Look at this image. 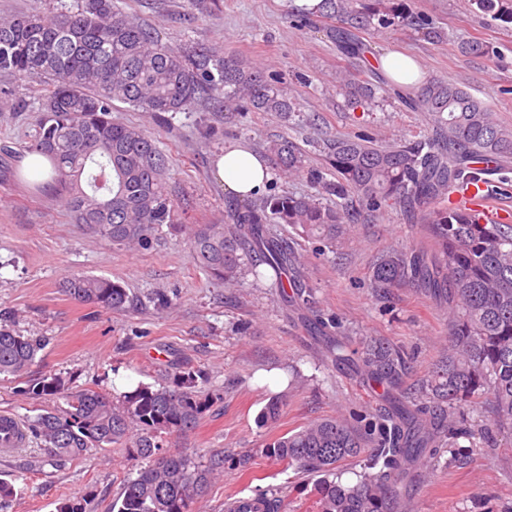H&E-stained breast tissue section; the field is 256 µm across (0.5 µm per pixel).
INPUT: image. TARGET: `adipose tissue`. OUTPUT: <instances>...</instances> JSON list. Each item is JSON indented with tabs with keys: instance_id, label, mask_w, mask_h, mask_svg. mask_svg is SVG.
Listing matches in <instances>:
<instances>
[{
	"instance_id": "ef3b65f1",
	"label": "adipose tissue",
	"mask_w": 512,
	"mask_h": 512,
	"mask_svg": "<svg viewBox=\"0 0 512 512\" xmlns=\"http://www.w3.org/2000/svg\"><path fill=\"white\" fill-rule=\"evenodd\" d=\"M214 176L229 195L250 199L263 194L271 180L264 159L242 144L225 145L213 167Z\"/></svg>"
}]
</instances>
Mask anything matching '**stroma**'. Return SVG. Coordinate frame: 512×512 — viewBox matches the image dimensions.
<instances>
[{"label":"stroma","mask_w":512,"mask_h":512,"mask_svg":"<svg viewBox=\"0 0 512 512\" xmlns=\"http://www.w3.org/2000/svg\"><path fill=\"white\" fill-rule=\"evenodd\" d=\"M407 2L442 28L443 39L432 42L410 30L365 31L373 53L360 69L362 77L370 78L382 57L401 53L426 77L463 87L512 127V20L485 14L471 0ZM117 4L163 43L216 46L261 64L291 91L296 110L284 117L199 107L163 124L154 113L116 104L114 120L141 128L166 153L167 185L179 214L178 225H161L148 249L127 250L71 223L53 184L37 193L21 174L48 82L0 73V92L18 105L0 116V160L15 169L0 179V326L46 338L31 377L68 372L79 389L117 396L131 383L162 386L179 368L206 372L203 413L194 429L164 435V452L202 463L215 455L247 454L251 460L244 468L225 464L192 512H224L226 498L259 494L279 500L281 512H316L313 476L268 459L264 448L322 418L374 414L377 389L332 361L321 336L348 337L355 351L369 337L402 347L411 386L430 378L445 360L448 319L440 307L411 286L384 299L369 285L372 265L385 251L429 244L427 226L389 208L372 223L350 225L331 250L288 225H273L278 237L296 245L297 273L312 291L308 304L287 300L272 273L244 272L233 288L211 280L196 264L185 228L229 223L239 203L213 176L214 158L225 144L243 143L263 155L271 140L290 138L308 151L309 170L293 177L273 172L268 194L309 195L328 204L332 198L320 182L334 179L335 171L318 142L363 132L390 143L416 141L428 133L427 116L391 98L369 109L347 106L335 83L344 57L328 36L326 20L314 13L292 21L293 0H215L205 9L195 0ZM469 38L488 46V53H463L460 42ZM82 273L122 283L136 307L111 313L75 300L62 283ZM158 294L171 298L170 308L154 306ZM18 387L13 377L0 376V414L28 424L56 409V401L27 398ZM274 398L283 404L281 416L261 421V410ZM136 470L129 448L119 445L79 461L52 459L35 440L0 455V482L17 489L8 512H56L62 498L80 495L88 498L89 512H108ZM400 488L411 512H512V435L492 431L460 459L440 443L430 466L411 469Z\"/></svg>","instance_id":"1"}]
</instances>
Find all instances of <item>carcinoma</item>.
Segmentation results:
<instances>
[{"label": "carcinoma", "instance_id": "carcinoma-1", "mask_svg": "<svg viewBox=\"0 0 512 512\" xmlns=\"http://www.w3.org/2000/svg\"><path fill=\"white\" fill-rule=\"evenodd\" d=\"M328 33L347 58L336 70V92L353 108L377 103L376 88L428 114L419 141L382 144L374 138L338 136L323 142L336 170L325 192L344 205H323L306 195L283 194L234 208L229 224H194L188 241L200 266L215 280L236 284L247 257L252 268L295 269L288 241L271 232L288 224L301 236L331 245L347 224H368L388 208H402L428 225L429 248L383 254L371 287L388 293L413 285L448 308V360L431 381L448 402L426 418L402 390L406 358L384 342L362 351L364 375L386 390L387 404L358 426L336 417L314 421L268 444L265 455L309 474H320L314 492L318 512H402L400 479L409 466L436 453L431 444L457 443L474 431L456 413L484 389L491 391L493 425L512 432V224H477L445 203L462 181H482L484 165L504 169L512 158V129L497 124L489 109L463 88L432 79L418 86L373 84L356 74L367 61L361 34L376 25L440 39L442 32L404 0H322ZM19 79L47 78L51 89L35 118L30 151L45 157L51 179L73 223L114 246L147 248L161 224L177 222L165 181L167 158L137 127L112 120L115 103L155 114L191 109L200 99L217 112L294 111V98L270 83L264 69L215 47L179 49L116 5L115 0H76L50 14L0 17V72ZM268 150L283 174L302 171L306 155L288 139ZM75 300L109 312L134 304L121 283L72 275L63 285ZM46 339L0 326V375L11 376L31 399H62L65 406L29 425L31 436L60 460H80L93 449L128 445L148 461L124 481L108 512H191V504L224 471V457L202 464L189 455L162 454L158 438L194 428L206 407L199 395L207 382L200 370H177L158 388L139 384L114 400L108 393L73 389L72 378L50 373L30 379ZM366 456L368 472L353 485L329 479L339 464Z\"/></svg>", "mask_w": 512, "mask_h": 512}]
</instances>
